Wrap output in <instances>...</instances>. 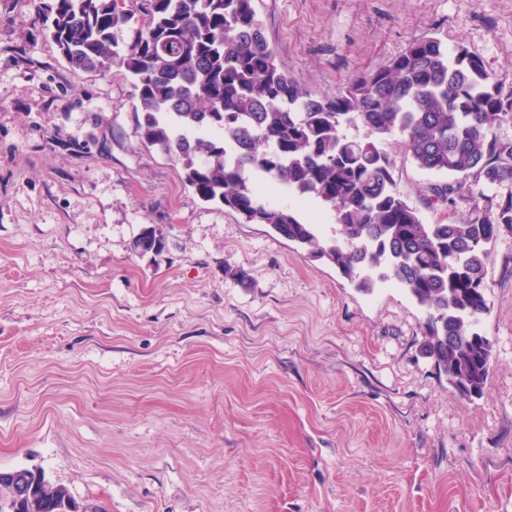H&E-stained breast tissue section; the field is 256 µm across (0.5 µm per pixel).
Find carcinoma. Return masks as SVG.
Returning a JSON list of instances; mask_svg holds the SVG:
<instances>
[{"mask_svg":"<svg viewBox=\"0 0 512 512\" xmlns=\"http://www.w3.org/2000/svg\"><path fill=\"white\" fill-rule=\"evenodd\" d=\"M253 2L144 0L136 15L116 0H50L36 21L68 64L131 80L142 144L179 165L201 200L269 226L362 291L404 289L425 310L423 354L453 387L482 395L492 354L477 324L489 245L512 233V192L493 213L475 206L429 224L398 189L384 145L395 140L418 168L448 177L430 186L429 209L511 184L512 140L493 128L512 120V96L479 58L429 37L315 99L267 44ZM126 26L133 35L120 45L114 31ZM263 182L320 201L333 236L270 204ZM29 484L39 512H59V493L74 500L62 486Z\"/></svg>","mask_w":512,"mask_h":512,"instance_id":"1","label":"carcinoma"}]
</instances>
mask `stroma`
Instances as JSON below:
<instances>
[{"label":"stroma","mask_w":512,"mask_h":512,"mask_svg":"<svg viewBox=\"0 0 512 512\" xmlns=\"http://www.w3.org/2000/svg\"><path fill=\"white\" fill-rule=\"evenodd\" d=\"M0 0V469L106 512H512V234L492 244L482 396L421 352L424 310L187 187L145 148L129 79L72 67ZM312 97L415 40L512 94V0H254ZM426 222L436 174L387 144ZM157 255L132 241L144 225ZM248 275L246 283L232 270Z\"/></svg>","instance_id":"obj_1"}]
</instances>
